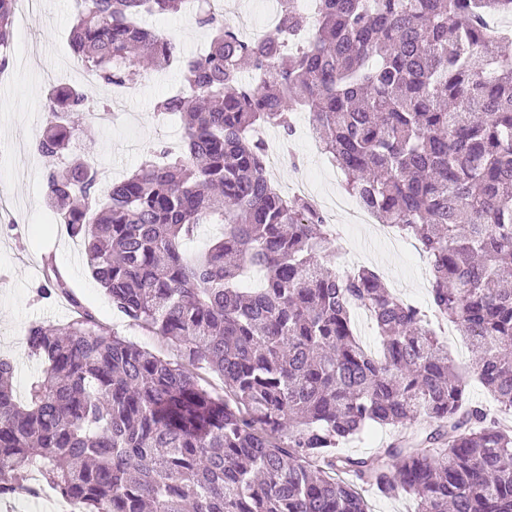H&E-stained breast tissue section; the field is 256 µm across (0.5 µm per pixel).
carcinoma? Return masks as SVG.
Returning <instances> with one entry per match:
<instances>
[{"label":"carcinoma","mask_w":512,"mask_h":512,"mask_svg":"<svg viewBox=\"0 0 512 512\" xmlns=\"http://www.w3.org/2000/svg\"><path fill=\"white\" fill-rule=\"evenodd\" d=\"M14 2L0 0V46L13 42ZM278 2L274 36L251 42L202 9L208 49L185 59L140 17L186 0H80L71 44L100 84H129L139 55L154 71L180 65L186 89L157 111L181 117L182 149L159 147L104 187L70 150L98 114L84 88L54 85L35 141L52 162L45 203L84 241L113 307L185 362L79 305L63 328L31 326L44 371L26 401L0 360V500L36 468L79 512H368L363 487L404 492L418 512H512V41L488 23L512 0H315L308 38L295 0ZM243 64L255 83L240 80ZM298 109L346 191L421 243L431 306L478 352L473 372L499 415L468 401L426 312L373 270L329 267L330 225L268 180L251 131L288 140ZM200 224L224 233L193 261L181 243ZM247 268L262 287H240ZM54 295L69 291L48 274L38 296ZM357 306L380 355L355 332ZM203 368L224 396L200 384ZM422 414L432 429L419 439L337 451Z\"/></svg>","instance_id":"cac0c4a2"}]
</instances>
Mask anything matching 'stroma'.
I'll return each mask as SVG.
<instances>
[{"label":"stroma","instance_id":"35a3bbf8","mask_svg":"<svg viewBox=\"0 0 512 512\" xmlns=\"http://www.w3.org/2000/svg\"><path fill=\"white\" fill-rule=\"evenodd\" d=\"M77 8V0H52L49 11L29 14L18 51L8 71L0 74V100L7 104L0 112V194L11 199L9 211L0 210V357L15 366L13 385L21 400L43 368L42 361L28 351L25 336L29 327L64 326L72 316L71 304L75 301L122 338L171 362L182 360L178 348L113 311L104 290L85 266L81 240L71 237L65 225L57 223L44 202L49 162L35 152L33 141L46 125L43 113L48 89L65 81L60 74L61 58L72 50L69 32ZM142 22L165 31L187 58L202 52L208 44L206 30L185 14L147 15ZM181 87L180 68L142 74L132 85L123 112L117 113L112 122L92 127L87 137L79 140V147L90 152L106 179L135 171L158 146L175 147L181 121L175 116L157 115L155 105ZM293 123L295 134L278 168L279 190L290 192L301 173L308 172L314 178L312 196L345 195L344 175L309 135L308 112L294 113ZM333 231V268H340L347 254H354L361 266L379 272L388 287L397 289L399 298L426 310L430 323L438 322L439 316L432 312L429 301V260L417 240L404 235L395 243L381 242L371 225L353 231L343 218ZM50 264L65 282L70 299L38 297ZM448 353L457 371L467 379L469 401L494 408L492 397L472 375V354L462 336L449 342ZM428 426L424 416L395 427L374 426L342 444L341 451L354 457L367 456Z\"/></svg>","mask_w":512,"mask_h":512}]
</instances>
